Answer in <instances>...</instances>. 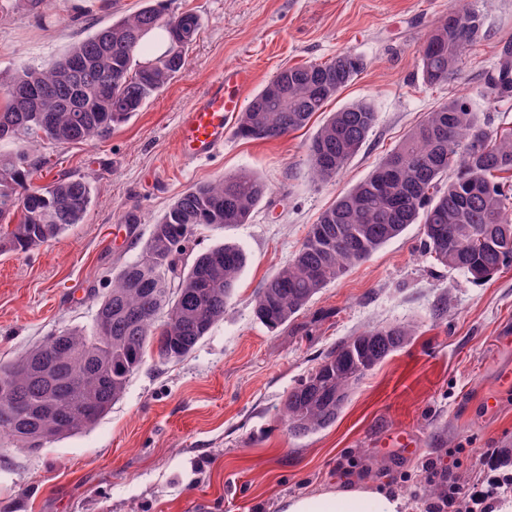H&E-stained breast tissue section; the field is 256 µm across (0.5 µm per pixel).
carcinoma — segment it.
<instances>
[{
    "label": "carcinoma",
    "mask_w": 512,
    "mask_h": 512,
    "mask_svg": "<svg viewBox=\"0 0 512 512\" xmlns=\"http://www.w3.org/2000/svg\"><path fill=\"white\" fill-rule=\"evenodd\" d=\"M466 2L450 0L448 17L426 41L422 71L430 85L448 82L479 36L480 20ZM167 10V0H146L49 66H25L0 80V142L20 145L0 154V252L45 245L83 220L90 184L62 174L34 185L40 161L28 149L107 136L181 71L202 22L192 11ZM361 66L359 56L343 52L280 70L240 113L238 134L269 140L305 127ZM511 91L507 56L485 94ZM375 122L366 102L332 113L310 146L314 179H333ZM451 169L455 176L442 182ZM500 174L512 177V128L487 130L463 98L431 110L367 180L310 226L292 259L256 293L257 318L269 329L284 326L329 282L411 224L424 226L425 249L437 262L475 280L512 266V198L496 182ZM267 193L266 182L247 169L184 192L152 226L140 256L112 278L90 327L54 333L0 365V447L39 449L94 425L123 396L150 349L167 361L190 354L224 318L246 255L224 243L180 270L177 254L199 226L248 223ZM411 335L408 325L370 327L327 352L284 398L289 431L302 436L332 423L351 386ZM42 360L64 377L33 373Z\"/></svg>",
    "instance_id": "1"
}]
</instances>
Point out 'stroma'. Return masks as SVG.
Returning a JSON list of instances; mask_svg holds the SVG:
<instances>
[{
    "mask_svg": "<svg viewBox=\"0 0 512 512\" xmlns=\"http://www.w3.org/2000/svg\"><path fill=\"white\" fill-rule=\"evenodd\" d=\"M145 0H48L43 17L24 0H0V76L61 58L93 28ZM450 0H170L203 26L184 69L141 112L106 137L31 149L48 163L34 181L85 177L82 223L48 245L0 255V364L51 333L89 326L110 288L109 270L139 256L153 224L197 184L249 169L269 185L249 223L203 228L181 257L222 242L246 253L223 321L185 358L147 356L124 396L94 426L36 452L0 453V512H281L284 500L345 479L369 480L425 512L440 493L424 467H452L463 485L481 475L470 450L512 449V266L482 283L437 264L412 224L368 260L326 285L287 325L254 315L259 288L292 258L321 213L365 180L427 112L467 97L485 128L512 127V94L485 95L512 42V0H471L482 21L456 76L423 80L421 49ZM363 68L325 111L287 136L253 141L228 131L209 158L178 159L186 107L225 69L254 71L261 89L283 67L342 52ZM370 104L376 122L335 178L315 182L308 146L328 113ZM411 325L414 334L363 376L331 425L292 435L286 393L321 357L362 330ZM413 442L416 451L399 446ZM460 449L451 460L449 449Z\"/></svg>",
    "mask_w": 512,
    "mask_h": 512,
    "instance_id": "obj_1",
    "label": "stroma"
}]
</instances>
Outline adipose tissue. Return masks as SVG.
I'll return each instance as SVG.
<instances>
[{
  "mask_svg": "<svg viewBox=\"0 0 512 512\" xmlns=\"http://www.w3.org/2000/svg\"><path fill=\"white\" fill-rule=\"evenodd\" d=\"M405 502L387 489L356 481L315 494L288 498L282 512H405Z\"/></svg>",
  "mask_w": 512,
  "mask_h": 512,
  "instance_id": "obj_1",
  "label": "adipose tissue"
}]
</instances>
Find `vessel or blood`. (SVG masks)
Instances as JSON below:
<instances>
[{"instance_id": "obj_1", "label": "vessel or blood", "mask_w": 512, "mask_h": 512, "mask_svg": "<svg viewBox=\"0 0 512 512\" xmlns=\"http://www.w3.org/2000/svg\"><path fill=\"white\" fill-rule=\"evenodd\" d=\"M252 83L253 74L249 69L225 71L187 107L177 130L181 161L192 163L223 148L229 123L234 113L245 106Z\"/></svg>"}]
</instances>
